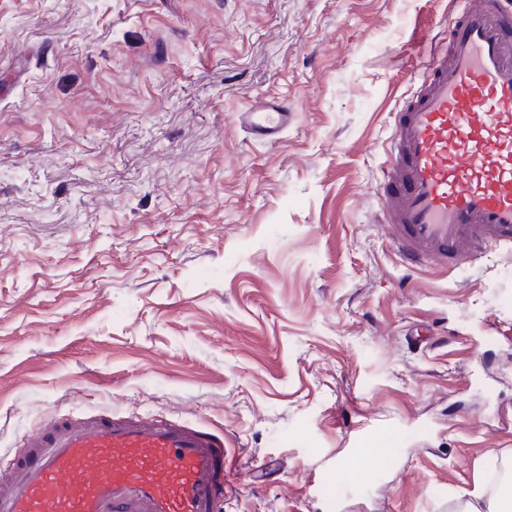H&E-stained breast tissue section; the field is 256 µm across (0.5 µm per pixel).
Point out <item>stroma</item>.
<instances>
[{
  "instance_id": "1",
  "label": "stroma",
  "mask_w": 512,
  "mask_h": 512,
  "mask_svg": "<svg viewBox=\"0 0 512 512\" xmlns=\"http://www.w3.org/2000/svg\"><path fill=\"white\" fill-rule=\"evenodd\" d=\"M450 0H0V459L223 429L224 512H455L512 463V253L409 272L394 114ZM287 102L274 143L243 131ZM389 445V462L359 451ZM236 116L248 134L264 142L278 141L295 118L287 103L268 97L256 99Z\"/></svg>"
}]
</instances>
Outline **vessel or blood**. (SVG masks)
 Returning a JSON list of instances; mask_svg holds the SVG:
<instances>
[{"mask_svg":"<svg viewBox=\"0 0 512 512\" xmlns=\"http://www.w3.org/2000/svg\"><path fill=\"white\" fill-rule=\"evenodd\" d=\"M454 21L395 114L384 209L406 269L461 268L512 246V0H453ZM295 118L237 114L278 141ZM220 430L111 410L55 417L0 471V512H224Z\"/></svg>","mask_w":512,"mask_h":512,"instance_id":"b4317fda","label":"vessel or blood"}]
</instances>
